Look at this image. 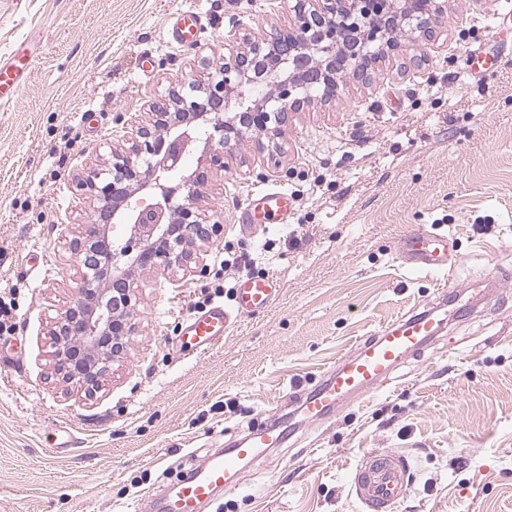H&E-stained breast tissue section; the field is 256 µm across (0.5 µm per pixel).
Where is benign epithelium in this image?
I'll return each mask as SVG.
<instances>
[{"mask_svg": "<svg viewBox=\"0 0 512 512\" xmlns=\"http://www.w3.org/2000/svg\"><path fill=\"white\" fill-rule=\"evenodd\" d=\"M289 24L258 35L229 37L224 66L199 61L204 78L173 86L168 99L149 106L148 116L131 128L127 146L112 152L106 169L88 168L74 177L76 195L93 202L95 221L74 231L70 252L82 271L71 304L52 322L49 334L55 370L66 383L97 393L112 362L134 331L138 297L128 276L138 266L153 271L202 265L199 250L224 231L197 206L204 173L178 182L173 171L200 129L210 152L205 164L224 168V148L251 137L269 158L279 143L288 115L311 102V89L329 101L336 76L365 80L373 65L401 51L398 28L407 25L418 37L433 38L445 0H281ZM230 117L223 118V114ZM139 189L157 190L152 207L134 210L130 197ZM186 190L183 202L172 201ZM127 224L129 237L116 244L100 222Z\"/></svg>", "mask_w": 512, "mask_h": 512, "instance_id": "7a95c632", "label": "benign epithelium"}]
</instances>
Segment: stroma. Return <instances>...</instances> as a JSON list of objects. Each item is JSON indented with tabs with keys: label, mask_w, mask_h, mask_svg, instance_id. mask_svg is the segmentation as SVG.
Segmentation results:
<instances>
[{
	"label": "stroma",
	"mask_w": 512,
	"mask_h": 512,
	"mask_svg": "<svg viewBox=\"0 0 512 512\" xmlns=\"http://www.w3.org/2000/svg\"><path fill=\"white\" fill-rule=\"evenodd\" d=\"M505 0H447L434 40L410 45L369 81L291 113L284 153L250 144L224 155L201 201L224 225L205 273L132 270L136 333L93 399L57 380L48 330L75 295L64 224L87 223L72 190L105 167L127 123L218 59L233 32L284 26L279 0H0V57L28 48L35 64L0 109V296L14 299L0 332V512H144L147 492L190 457L227 447L279 413L287 441L247 465L222 512H361L349 473L373 448L407 455L413 474L396 512H512V301L486 298L400 367L383 390L304 426L289 397L337 358L441 291L494 272L512 281V19ZM192 9L198 44L174 43ZM504 16L503 40L484 18ZM295 197L288 228L245 232L248 191ZM448 232L450 274L412 272L396 245L409 230ZM47 267L25 257L31 246ZM269 247L259 272L280 294L233 325L224 345L178 352L185 315L213 296L224 251ZM202 30L201 19L191 10L179 11L171 30V36L176 42H188L196 39Z\"/></svg>",
	"instance_id": "obj_1"
}]
</instances>
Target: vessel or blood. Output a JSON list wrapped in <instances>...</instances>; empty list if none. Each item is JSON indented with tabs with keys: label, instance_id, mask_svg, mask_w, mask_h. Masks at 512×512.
Returning <instances> with one entry per match:
<instances>
[{
	"label": "vessel or blood",
	"instance_id": "1",
	"mask_svg": "<svg viewBox=\"0 0 512 512\" xmlns=\"http://www.w3.org/2000/svg\"><path fill=\"white\" fill-rule=\"evenodd\" d=\"M201 30L199 15L182 10L176 15L171 36L175 41L188 42L195 40ZM33 61V55L24 48L0 57L1 107L22 89ZM293 215L292 193L272 188L251 194L240 208L237 222L247 231L273 224L285 227ZM397 255L404 266L416 271L444 272L455 266L450 238L437 231L417 229L406 234L398 243ZM278 294L273 277L248 274L239 278L232 308L216 304L188 313L182 329L184 344L196 350L219 345L238 318L267 309ZM443 325L442 305L438 302L382 325L375 336L340 357L311 390L297 398V415L302 422L320 423L386 387L411 356L436 340ZM285 440V429L270 418L262 429L238 440L233 448L208 454L203 464L191 466L167 487L164 512H205L213 505L217 491L236 493L242 464L256 462L267 449L279 447ZM410 486L407 459L391 450L366 453L351 473L350 490L362 512H395Z\"/></svg>",
	"mask_w": 512,
	"mask_h": 512
}]
</instances>
